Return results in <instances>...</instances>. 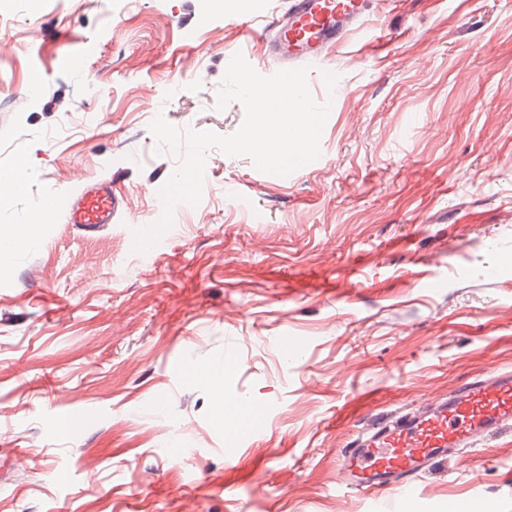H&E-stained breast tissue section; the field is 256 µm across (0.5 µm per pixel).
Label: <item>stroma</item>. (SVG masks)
Returning <instances> with one entry per match:
<instances>
[{
    "mask_svg": "<svg viewBox=\"0 0 512 512\" xmlns=\"http://www.w3.org/2000/svg\"><path fill=\"white\" fill-rule=\"evenodd\" d=\"M285 7L0 0V170L31 176L0 226L107 177L156 222L177 160L150 123L235 133L226 68L277 72L259 34ZM368 14L308 72L332 103L316 160L269 179L214 149L159 246L134 251L123 216L87 231L56 211L0 263V512H512V435L378 509L346 487L366 414L512 370V0ZM220 368L262 434L215 424L203 374Z\"/></svg>",
    "mask_w": 512,
    "mask_h": 512,
    "instance_id": "stroma-1",
    "label": "stroma"
}]
</instances>
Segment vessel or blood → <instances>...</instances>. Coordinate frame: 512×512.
<instances>
[{"mask_svg": "<svg viewBox=\"0 0 512 512\" xmlns=\"http://www.w3.org/2000/svg\"><path fill=\"white\" fill-rule=\"evenodd\" d=\"M367 11V0H289L261 36L266 54L286 70L318 67L332 46L364 28ZM61 204L67 223L88 228L111 223L121 207L108 179L65 192ZM511 431L512 372L505 371L468 383L427 411L380 416L369 436L342 450L341 463L350 490H406L475 440Z\"/></svg>", "mask_w": 512, "mask_h": 512, "instance_id": "obj_1", "label": "vessel or blood"}]
</instances>
